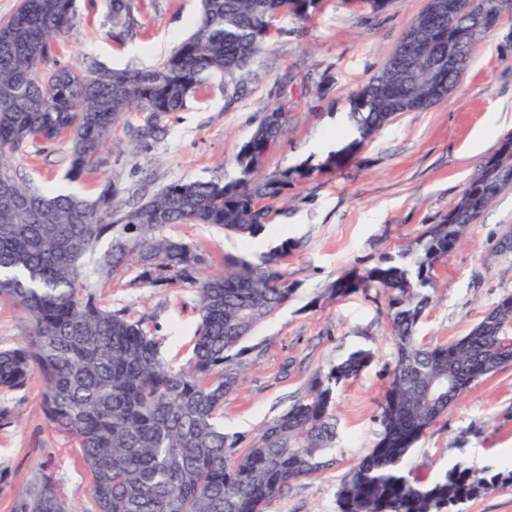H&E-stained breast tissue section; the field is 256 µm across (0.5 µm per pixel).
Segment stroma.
I'll list each match as a JSON object with an SVG mask.
<instances>
[{"label": "stroma", "instance_id": "1", "mask_svg": "<svg viewBox=\"0 0 512 512\" xmlns=\"http://www.w3.org/2000/svg\"><path fill=\"white\" fill-rule=\"evenodd\" d=\"M108 0H77L79 23L66 37L63 64L143 68L157 63L191 31L201 0H133L143 24L125 44L113 42ZM426 0H389L380 11L366 0H319L310 19L277 23L248 73L215 81L163 121L164 135L148 143L117 130L92 176L66 179L67 143L30 149L24 166L52 189L96 196L116 182L121 200L152 195L174 182L236 177L235 157L264 114L284 105L288 121L265 172L301 168L307 175L283 200L270 202L261 237L267 249L291 240L282 269L294 293L249 339L238 387L224 402V431L250 441L300 395L316 371L358 349L374 359L336 389L338 436L321 473L301 478L267 512H337L336 491L381 430L380 405L395 366L386 304L375 293L327 303L319 295L345 272L397 256L428 225L447 215L483 159L512 134V18L501 20L472 50L455 90L425 112H403L330 171L329 153L352 140L349 98L383 65ZM169 235L190 239L215 261L244 256L259 262L251 243L207 225L179 224ZM433 302L419 323L432 343L465 336L502 297L512 296V191L504 192L474 224L467 239L435 270ZM102 303L133 319L148 313L159 327L167 358L185 360L197 326L193 289L132 288L112 280ZM41 386L0 392L14 421L0 429V512L42 471L55 476L77 512L89 505L90 478L72 439L43 417ZM512 459V363L476 382L413 448L411 476L433 479L456 465L505 471Z\"/></svg>", "mask_w": 512, "mask_h": 512}]
</instances>
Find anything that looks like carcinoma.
I'll return each mask as SVG.
<instances>
[{"instance_id":"1","label":"carcinoma","mask_w":512,"mask_h":512,"mask_svg":"<svg viewBox=\"0 0 512 512\" xmlns=\"http://www.w3.org/2000/svg\"><path fill=\"white\" fill-rule=\"evenodd\" d=\"M318 0H203L195 29L149 68L90 67L78 72L59 63L57 40L77 23L76 0H18L0 20V297L27 317L31 334L0 349V392H22L34 378L43 385L48 422L77 444L76 455L91 479L86 512H266L293 482L331 462L336 443V387L371 362L356 350L326 371L314 373L284 413L268 421L248 445L224 433V399L235 390L243 343L285 306L294 289L284 273L270 270L293 248L285 240L257 266L241 256L217 265L199 245L170 237L175 224H207L247 238L268 221L259 202L284 198L296 176L286 169L263 174L281 134L277 106L266 113L236 156L238 176L172 183L149 199L125 206L106 183L94 198L40 188L16 159L30 146L67 139V178L95 172L94 161L127 115H144L127 127L134 139L165 133L162 119L215 78L249 69L272 35L275 22L307 20ZM112 38L140 30L132 0H108ZM470 44L499 22L494 0H478L461 18ZM421 32L419 44L410 34ZM439 31L419 14L384 66L350 98L356 137L325 160L350 153L406 111L441 98L435 79L448 71ZM419 56V79L399 78L406 56ZM512 189V149L487 156L448 216L354 282L345 274L323 288L324 301L371 290L385 299L397 361L381 404L383 431L336 491L337 512H452L500 485L512 470L478 473L457 465L432 479L412 478L406 457L450 406L449 378L464 381L461 397L493 374L485 346L512 329V308L495 305L467 335L447 344H426L416 327L430 302L433 270L460 244L471 225L505 190ZM136 270L132 288L185 284L198 297V323L190 357L167 361L152 316L132 319L101 304L111 279ZM14 512H73L59 482L35 478Z\"/></svg>"}]
</instances>
